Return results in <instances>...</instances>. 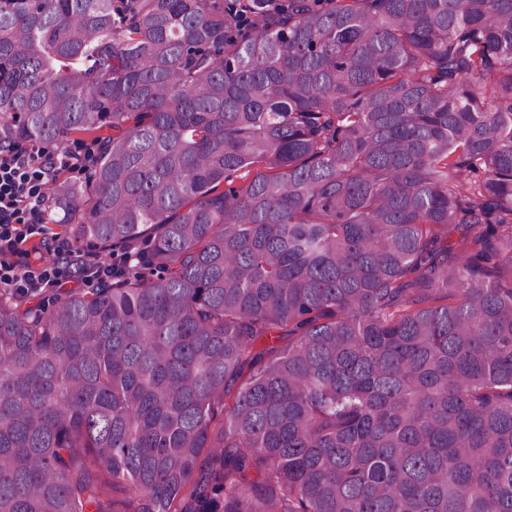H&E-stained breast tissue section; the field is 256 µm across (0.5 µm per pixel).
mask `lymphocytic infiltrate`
Listing matches in <instances>:
<instances>
[{
  "label": "lymphocytic infiltrate",
  "instance_id": "1",
  "mask_svg": "<svg viewBox=\"0 0 512 512\" xmlns=\"http://www.w3.org/2000/svg\"><path fill=\"white\" fill-rule=\"evenodd\" d=\"M70 165L68 157L36 145L0 148V289L28 293L49 283L48 271L34 258L31 239L48 232L43 217L46 184Z\"/></svg>",
  "mask_w": 512,
  "mask_h": 512
}]
</instances>
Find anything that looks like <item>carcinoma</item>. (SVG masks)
<instances>
[{
  "label": "carcinoma",
  "instance_id": "carcinoma-1",
  "mask_svg": "<svg viewBox=\"0 0 512 512\" xmlns=\"http://www.w3.org/2000/svg\"><path fill=\"white\" fill-rule=\"evenodd\" d=\"M106 126L0 512H512V0H0V146Z\"/></svg>",
  "mask_w": 512,
  "mask_h": 512
}]
</instances>
